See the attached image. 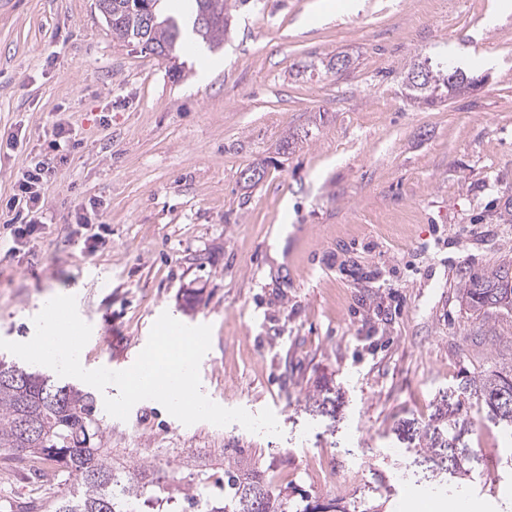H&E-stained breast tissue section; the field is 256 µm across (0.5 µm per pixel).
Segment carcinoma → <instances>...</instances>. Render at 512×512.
<instances>
[{
  "label": "carcinoma",
  "instance_id": "1",
  "mask_svg": "<svg viewBox=\"0 0 512 512\" xmlns=\"http://www.w3.org/2000/svg\"><path fill=\"white\" fill-rule=\"evenodd\" d=\"M192 2V32L207 49L222 48L229 29L228 0ZM96 7L112 37L135 42L161 59L177 57L186 33L183 20L162 16L158 6L152 19L146 11L130 10L128 0H96ZM423 63L429 66L427 83L420 88L405 87L407 96L419 105L435 106L447 95L460 92L462 84L477 85L464 72L455 76L448 66L430 57L411 61L405 73ZM511 278L512 261L508 260L461 279L460 302L480 319L473 331L475 340L494 341L503 335L512 340V324L505 333L498 329L501 319L512 318ZM459 390L463 395H478L487 420L502 432H512V363L474 369ZM467 423L461 400L443 399L437 423L424 434L426 451L456 465L459 455L468 451L463 443ZM102 442L103 431L90 393L0 360V448L52 458L63 464L77 484L76 492L59 500L54 512H137L139 500L158 499L152 482L121 478ZM187 500L195 512H284L281 494L273 490L264 472H241L231 465L224 469V496L192 494Z\"/></svg>",
  "mask_w": 512,
  "mask_h": 512
}]
</instances>
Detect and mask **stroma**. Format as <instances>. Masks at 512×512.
Returning a JSON list of instances; mask_svg holds the SVG:
<instances>
[{"mask_svg":"<svg viewBox=\"0 0 512 512\" xmlns=\"http://www.w3.org/2000/svg\"><path fill=\"white\" fill-rule=\"evenodd\" d=\"M314 2L247 0L223 50L189 37L162 60L114 40L95 0H0V195L59 124L81 141L51 175L40 234L0 250V338L29 341L59 294L92 327L89 370L126 369L162 312L211 325L203 393L271 409L281 436L186 426L152 400L125 421L97 411L113 458L154 470L171 512L186 489L217 494L228 457L264 471L286 512H393L407 496L435 512L438 485L512 512V451L475 396L461 473L422 438L448 391L512 352L472 342L458 300L462 274L512 259V13L490 28L496 0H332L327 16ZM339 52L349 67L325 70ZM416 56L479 85L414 104L401 74ZM89 199L97 223H67ZM22 459L0 453V512H53L73 480L38 489Z\"/></svg>","mask_w":512,"mask_h":512,"instance_id":"obj_1","label":"stroma"}]
</instances>
